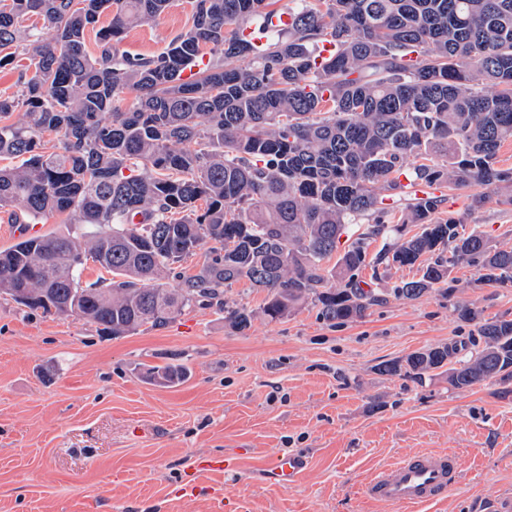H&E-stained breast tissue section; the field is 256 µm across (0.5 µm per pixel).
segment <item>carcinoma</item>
<instances>
[{
    "instance_id": "obj_1",
    "label": "carcinoma",
    "mask_w": 512,
    "mask_h": 512,
    "mask_svg": "<svg viewBox=\"0 0 512 512\" xmlns=\"http://www.w3.org/2000/svg\"><path fill=\"white\" fill-rule=\"evenodd\" d=\"M277 2L190 0L185 30L142 55L120 51L121 37L170 0H0V67L22 83L0 94V157L21 159L0 168V211L13 224L53 213L78 224L1 250V296L57 315L75 302L121 336L195 302L219 305L242 279L267 291L265 318L309 301L331 325L382 301L360 286L367 266H418L394 288L409 300L456 267L512 282V247L464 232L430 192L478 183L512 206V167L498 160L512 141V0ZM105 12L91 54L85 36ZM283 13L291 22L263 45L245 35ZM206 48L207 63L183 77ZM350 224L366 228L339 255ZM409 224L419 231L407 235ZM379 236L397 241L371 256ZM199 251L197 273L179 270ZM89 260L112 279L83 283ZM222 310L239 332L254 319ZM461 316L482 340L471 354L450 341L377 371H437L458 390L512 381V320ZM186 375L145 371L161 387Z\"/></svg>"
}]
</instances>
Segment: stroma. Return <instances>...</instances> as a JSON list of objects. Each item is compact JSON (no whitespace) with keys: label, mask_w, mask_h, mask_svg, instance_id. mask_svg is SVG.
Listing matches in <instances>:
<instances>
[{"label":"stroma","mask_w":512,"mask_h":512,"mask_svg":"<svg viewBox=\"0 0 512 512\" xmlns=\"http://www.w3.org/2000/svg\"><path fill=\"white\" fill-rule=\"evenodd\" d=\"M187 0L128 30L119 48L156 54L188 24ZM476 185L440 188L443 209L490 245L512 246V207ZM417 269L365 268L364 289L384 300L361 319L331 326L311 304L261 317L265 291H224L256 317L238 332L224 312L196 303L160 329L101 333L70 317L0 297V512H399L363 497L365 479L416 453L459 456L455 488L406 512H496L512 504V384L467 390L445 378L383 376L377 364L454 340L474 348L477 325L461 306L512 320V283L486 285L471 268L455 288L406 300L393 289ZM183 364L173 387L144 368ZM282 451L307 458L299 483H265ZM229 457L236 471L206 473L200 459ZM199 484L182 499L179 487Z\"/></svg>","instance_id":"1"}]
</instances>
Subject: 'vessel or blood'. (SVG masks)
Masks as SVG:
<instances>
[{
  "instance_id": "1",
  "label": "vessel or blood",
  "mask_w": 512,
  "mask_h": 512,
  "mask_svg": "<svg viewBox=\"0 0 512 512\" xmlns=\"http://www.w3.org/2000/svg\"><path fill=\"white\" fill-rule=\"evenodd\" d=\"M306 465L300 455L278 453L267 464L264 477L275 486H292L300 480ZM459 468L455 456L420 453L370 476L362 493L366 498L400 507L431 504L454 488Z\"/></svg>"
}]
</instances>
